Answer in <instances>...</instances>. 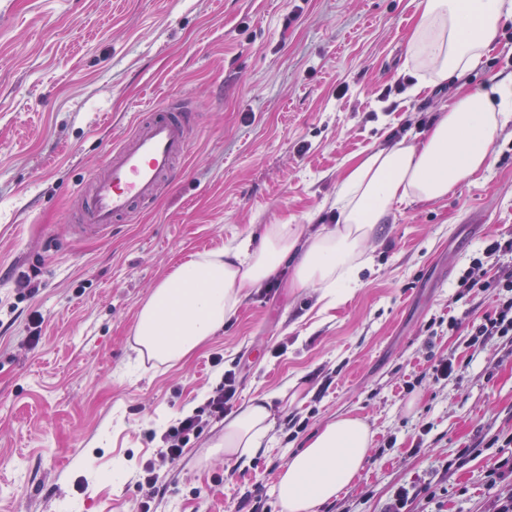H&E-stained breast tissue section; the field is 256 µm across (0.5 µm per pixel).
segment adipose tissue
I'll list each match as a JSON object with an SVG mask.
<instances>
[{"label": "adipose tissue", "instance_id": "ef3b65f1", "mask_svg": "<svg viewBox=\"0 0 512 512\" xmlns=\"http://www.w3.org/2000/svg\"><path fill=\"white\" fill-rule=\"evenodd\" d=\"M512 0H419L409 45L414 92L478 68L498 42ZM512 123V74L489 87L459 86L427 132L374 150L342 175L335 228L305 237L302 225H266L259 246L204 252L178 264L142 304L135 326L140 351L160 363L188 356L224 326L245 291L296 256L294 284L330 294L350 288L355 263L395 203L445 199L489 167L500 130ZM261 395L224 425V455L248 457L264 447L273 420ZM372 443L367 423L336 416L295 453L274 492L282 512H318L358 476Z\"/></svg>", "mask_w": 512, "mask_h": 512}]
</instances>
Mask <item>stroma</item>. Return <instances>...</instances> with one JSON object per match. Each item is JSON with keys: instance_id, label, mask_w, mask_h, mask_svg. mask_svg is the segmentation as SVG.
<instances>
[{"instance_id": "stroma-1", "label": "stroma", "mask_w": 512, "mask_h": 512, "mask_svg": "<svg viewBox=\"0 0 512 512\" xmlns=\"http://www.w3.org/2000/svg\"><path fill=\"white\" fill-rule=\"evenodd\" d=\"M416 2L0 0V512H132L141 500L151 512H281L279 473L340 414L363 419L372 444L319 512H383L396 487L427 483L445 491L440 512H482L487 458L466 451L512 434V336L468 344L496 302L459 296L457 280L512 235V124L479 179L401 205L368 242L357 287H295L287 263L183 360L149 359L134 336L178 263L266 224L335 227L344 169L430 125L454 83L379 97L406 78ZM509 73L512 20L462 81ZM171 96L198 116L183 180L111 238L76 234L75 189L134 112ZM450 316L457 329L426 332ZM441 358L452 380L426 376ZM226 369L237 405L274 396L265 448L225 459L214 423L156 487L139 486L162 431L204 406Z\"/></svg>"}]
</instances>
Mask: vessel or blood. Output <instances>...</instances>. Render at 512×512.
Wrapping results in <instances>:
<instances>
[{
  "label": "vessel or blood",
  "mask_w": 512,
  "mask_h": 512,
  "mask_svg": "<svg viewBox=\"0 0 512 512\" xmlns=\"http://www.w3.org/2000/svg\"><path fill=\"white\" fill-rule=\"evenodd\" d=\"M193 127L192 107L182 99L137 114L130 132L109 147L100 166L79 187L76 229L85 235L108 236L113 224L153 203L178 179Z\"/></svg>",
  "instance_id": "vessel-or-blood-1"
}]
</instances>
